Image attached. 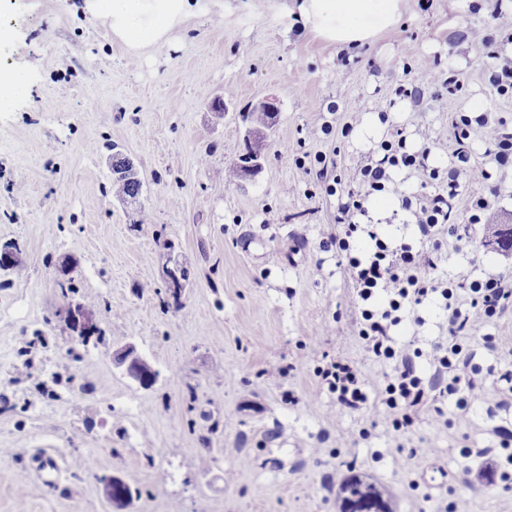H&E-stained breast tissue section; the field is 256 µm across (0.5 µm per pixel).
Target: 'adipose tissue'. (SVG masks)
Returning <instances> with one entry per match:
<instances>
[{"instance_id": "adipose-tissue-1", "label": "adipose tissue", "mask_w": 512, "mask_h": 512, "mask_svg": "<svg viewBox=\"0 0 512 512\" xmlns=\"http://www.w3.org/2000/svg\"><path fill=\"white\" fill-rule=\"evenodd\" d=\"M404 0H297L305 29L339 48L361 46L395 29ZM202 0H82L85 19L103 24L109 40L122 43L132 59L175 45Z\"/></svg>"}]
</instances>
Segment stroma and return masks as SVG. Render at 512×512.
I'll list each match as a JSON object with an SVG mask.
<instances>
[{"mask_svg":"<svg viewBox=\"0 0 512 512\" xmlns=\"http://www.w3.org/2000/svg\"><path fill=\"white\" fill-rule=\"evenodd\" d=\"M495 1L405 0L396 32L346 50L303 30L285 0H206L174 47L133 62L101 22L75 13L76 0H0V68L24 88L0 100V242L21 249L0 270V512H114L103 493L113 475L134 491L123 512H338L336 489L354 473L387 485L397 512H512V487L463 453L499 452L495 429L512 425V393L487 373L512 370V309L487 328L495 351L466 340L481 368L467 418L451 397L439 402L447 425L427 404L398 431L371 409L341 408L318 366L350 360L379 383L394 364L358 336L346 275L335 250L320 247L334 203L309 193L312 178L293 161L323 151L354 168L401 128L443 167L452 113L512 118V102L485 81L484 50L461 37L488 24ZM436 56L458 71L461 91L396 97L408 68ZM264 98L279 107L266 162L225 184L219 173L243 147L241 115ZM360 101L388 121L372 137L341 138L329 106ZM326 120L330 135L307 138ZM112 143L135 163L151 223L129 224L109 193ZM496 180L492 224L437 254L462 304L472 280H512V249L493 235L512 225V168ZM65 259L76 266L69 298ZM177 263L190 279L176 301L164 270ZM70 299L102 310L103 341H72L60 315ZM441 304L431 296L422 324L391 330L395 344L422 351L425 376L448 335ZM127 345L158 371L152 387L113 364ZM279 366L288 376L269 382ZM400 445L416 458L396 455ZM44 450L62 466L56 481L40 478Z\"/></svg>","mask_w":512,"mask_h":512,"instance_id":"obj_1","label":"stroma"}]
</instances>
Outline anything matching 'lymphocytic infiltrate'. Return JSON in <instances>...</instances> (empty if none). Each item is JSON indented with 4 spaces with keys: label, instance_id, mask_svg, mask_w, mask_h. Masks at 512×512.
Segmentation results:
<instances>
[{
    "label": "lymphocytic infiltrate",
    "instance_id": "1",
    "mask_svg": "<svg viewBox=\"0 0 512 512\" xmlns=\"http://www.w3.org/2000/svg\"><path fill=\"white\" fill-rule=\"evenodd\" d=\"M452 125L455 148L443 171L430 165V148L408 150L402 137L382 142L381 158L368 160L356 169L338 167L332 157L324 154L295 161L298 168L314 169L321 189L337 199L336 221L328 225L322 245L335 248L346 257L344 270L354 290L351 303L362 308L359 337L375 358L398 361L393 377L375 404L369 401L366 374L356 364L339 359L318 369L317 375L329 391L335 393L342 407L357 410L373 404L376 413L391 416L397 430L409 423L411 408L429 399L423 380L416 372L419 351L407 346L395 348L389 336L390 328L401 322L403 313L415 312L433 293L445 300L448 337L445 343L435 345L431 362L436 372L447 378L444 393L455 397L458 410L465 413L476 384L468 374L472 356L460 339L480 335L487 346H494L495 339L486 334L485 328L512 308L511 280L488 275L472 281L469 306L462 309L454 301L452 287L434 274L436 265L431 253L441 248L448 235L459 177L473 168L472 135L481 134L492 146L494 169L512 165V122L505 117L491 111L473 116L461 114L453 119ZM401 166L440 183L439 190L432 193L407 195L400 192L396 195L400 208L409 213L421 239L429 242V250L416 251L408 244L392 245L378 238L369 257L349 256L350 240L361 228L360 216L367 214L373 196L387 191L390 168Z\"/></svg>",
    "mask_w": 512,
    "mask_h": 512
}]
</instances>
